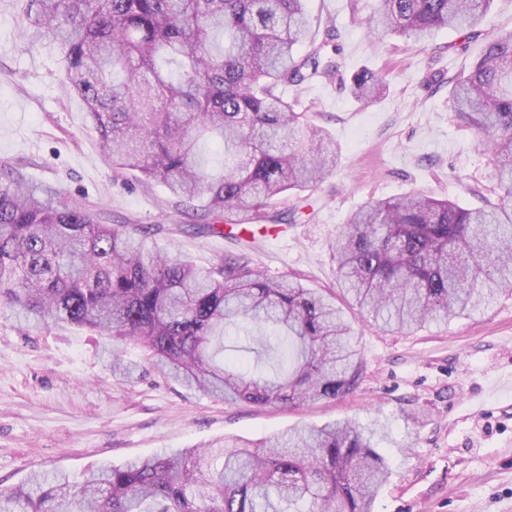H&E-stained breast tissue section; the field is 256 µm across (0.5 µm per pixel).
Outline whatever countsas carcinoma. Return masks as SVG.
<instances>
[{
	"label": "carcinoma",
	"mask_w": 512,
	"mask_h": 512,
	"mask_svg": "<svg viewBox=\"0 0 512 512\" xmlns=\"http://www.w3.org/2000/svg\"><path fill=\"white\" fill-rule=\"evenodd\" d=\"M29 45L58 49L66 89L82 98L102 150L176 205L204 197L199 233L221 224H291L270 201L334 166L330 136L279 88L332 80L306 0H30ZM492 0H381L372 28L426 44L443 27L478 35ZM354 96L383 81L362 70ZM451 110L497 166L499 201L465 209L411 195L370 201L332 243L343 297L386 330L446 324L512 288V33L490 41L451 81ZM215 137L224 169L208 173ZM157 230L99 214L18 178L0 180V310L35 325L87 328L144 351L162 375L227 401L298 408L336 401L361 366L336 298L264 276L246 251L208 270L146 241ZM271 329L255 372L224 362L227 328ZM375 432L349 419L260 441L101 465L80 482L57 471L0 488V512H372L391 469Z\"/></svg>",
	"instance_id": "1"
}]
</instances>
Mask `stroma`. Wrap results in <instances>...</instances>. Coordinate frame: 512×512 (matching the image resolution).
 Masks as SVG:
<instances>
[{
    "label": "stroma",
    "mask_w": 512,
    "mask_h": 512,
    "mask_svg": "<svg viewBox=\"0 0 512 512\" xmlns=\"http://www.w3.org/2000/svg\"><path fill=\"white\" fill-rule=\"evenodd\" d=\"M380 0H308L312 29L331 33L339 74L286 86L313 126L336 143L334 170L317 187L287 194L294 224L255 238L252 257L268 276L334 290L330 241L365 202L424 193L475 207L497 198V172L474 130L459 127L450 79L486 43L512 32V0H493L466 50L443 29L424 46L369 29ZM28 0H0V171L100 211L114 224H168L156 243L207 269L243 249L238 232L195 234L160 183L140 186L104 155L83 101L62 85L58 53L22 39ZM362 69L386 90L365 106L350 93ZM363 363L355 391L296 409L228 402L166 381L131 344L73 326L31 328L0 313V486L59 469L80 477L166 450L224 438L262 439L295 425L342 418L375 423L391 476L373 512H512V292L445 325L387 332L347 310ZM111 346L140 363L127 379L103 369Z\"/></svg>",
    "instance_id": "35a3bbf8"
}]
</instances>
